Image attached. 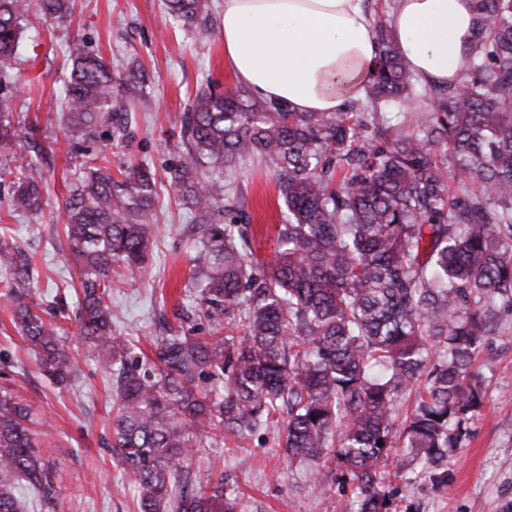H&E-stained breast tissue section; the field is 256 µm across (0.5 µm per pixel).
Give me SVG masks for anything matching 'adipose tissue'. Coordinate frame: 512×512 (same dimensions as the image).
Returning a JSON list of instances; mask_svg holds the SVG:
<instances>
[{
  "mask_svg": "<svg viewBox=\"0 0 512 512\" xmlns=\"http://www.w3.org/2000/svg\"><path fill=\"white\" fill-rule=\"evenodd\" d=\"M391 29L421 83L461 81L473 0H398ZM222 36L237 83L295 112H338L363 97L378 53L362 0H224Z\"/></svg>",
  "mask_w": 512,
  "mask_h": 512,
  "instance_id": "ef3b65f1",
  "label": "adipose tissue"
}]
</instances>
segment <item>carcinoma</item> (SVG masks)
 Returning <instances> with one entry per match:
<instances>
[{
  "label": "carcinoma",
  "instance_id": "1",
  "mask_svg": "<svg viewBox=\"0 0 512 512\" xmlns=\"http://www.w3.org/2000/svg\"><path fill=\"white\" fill-rule=\"evenodd\" d=\"M31 0H0V65L16 58ZM63 21L72 0H37ZM186 28H212L206 0H166ZM468 72L457 85L418 89L391 30L378 48L365 100L344 112H292L237 86L197 92L182 113L170 183L187 205L202 264L199 309L206 334L172 330L142 360L112 332V279L147 267L157 198L148 167L112 174L106 156L86 161L69 190L65 237L79 265L74 318L117 397L113 455L139 489V512H236L235 489L187 480L202 440L283 422L288 467L322 483L339 467L355 512H392L381 475L437 469L461 447L484 404L476 355L512 311V0H473ZM64 90L67 132L77 141L126 137L146 106L139 66L112 72L73 43ZM0 98V143L15 137ZM47 152L33 141L22 169ZM258 157L283 204L276 250L256 256L245 200L224 177ZM45 196L33 178L14 183L10 207L35 214ZM11 321L42 373L63 386L77 371L71 342L27 301L32 263L0 239ZM222 383L223 392L199 385ZM416 404L403 432L396 405ZM25 399L0 386V512H23L26 482L53 512L55 472L40 456ZM403 453H392L396 436ZM383 445H378V442Z\"/></svg>",
  "mask_w": 512,
  "mask_h": 512
}]
</instances>
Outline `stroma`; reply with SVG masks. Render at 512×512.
<instances>
[{"label":"stroma","instance_id":"35a3bbf8","mask_svg":"<svg viewBox=\"0 0 512 512\" xmlns=\"http://www.w3.org/2000/svg\"><path fill=\"white\" fill-rule=\"evenodd\" d=\"M22 24L13 77L0 83V97L15 104L11 121L18 134L10 145H0V230L40 272L31 285L32 299L41 304L45 318L60 323L64 335L77 336L68 315L76 306L80 276L63 248L65 201L83 175L87 155H104L115 168L149 166L158 192L147 270L112 290L114 333L131 339L137 352H148L152 336L173 323L180 308L193 313L190 328L209 331L207 319L195 314L190 276L198 248L184 230L190 216L169 184L168 169L179 160L175 145L187 99L209 87L223 92L236 86L224 67L221 32L182 27L167 14L164 0H74L65 21L45 20L33 8ZM79 40L115 68L136 60L147 74L149 102L135 113L125 140L104 137L71 146L59 113L42 106L61 95L70 71L69 48ZM31 132L54 149L30 172L45 187L44 210L22 214L10 211L8 202L13 183L22 176L14 157ZM238 183L255 227L256 255L270 258L283 208L274 181L256 164L240 172ZM78 364L68 385L52 384L0 299V385L18 391L44 421L41 453L58 472L55 512H137L138 488L123 478L109 448L116 398L109 375L89 345L80 346ZM477 364L485 402L462 448L441 469L392 479L394 512H512L511 313L501 315ZM190 476L198 486L220 479L233 486L239 512H342L353 498L342 474L313 485L304 471H288L278 435L268 428L204 442Z\"/></svg>","mask_w":512,"mask_h":512}]
</instances>
